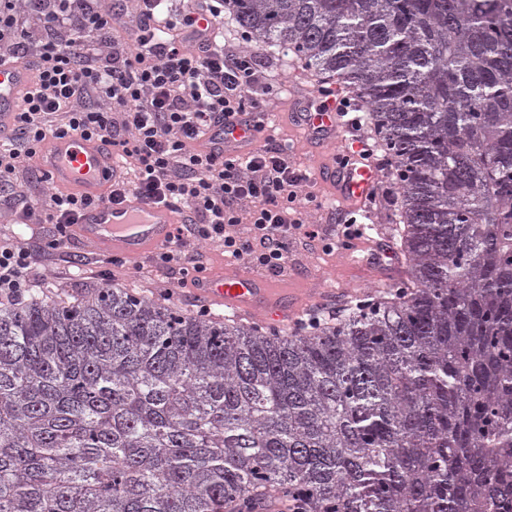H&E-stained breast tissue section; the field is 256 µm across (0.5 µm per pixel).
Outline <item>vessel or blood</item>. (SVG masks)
Here are the masks:
<instances>
[{"label":"vessel or blood","instance_id":"vessel-or-blood-1","mask_svg":"<svg viewBox=\"0 0 512 512\" xmlns=\"http://www.w3.org/2000/svg\"><path fill=\"white\" fill-rule=\"evenodd\" d=\"M28 83L29 74L22 65L0 60V138L7 137L5 120L21 108L20 91ZM255 124V113H233L212 121L205 141L220 154L249 151ZM300 124L317 146L337 151L341 156L347 154L346 140L335 112L305 113ZM40 164L54 184L62 187L75 184L91 194L101 191L106 176L118 172L110 146L84 139L77 133L52 140ZM316 179L334 188L340 199L361 204L371 199L378 173L374 166L358 159L348 165L332 161L317 170ZM176 222L171 207L129 194L85 210L80 218L79 237L82 243L115 248L126 257L136 258L166 244ZM194 295L223 306L235 319L280 333L310 310L291 289L281 287L279 280L241 269L218 279L201 281Z\"/></svg>","mask_w":512,"mask_h":512}]
</instances>
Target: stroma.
<instances>
[{
    "label": "stroma",
    "mask_w": 512,
    "mask_h": 512,
    "mask_svg": "<svg viewBox=\"0 0 512 512\" xmlns=\"http://www.w3.org/2000/svg\"><path fill=\"white\" fill-rule=\"evenodd\" d=\"M257 80L252 88L265 114L271 115L270 135L288 149V159L299 169L314 171L325 159L324 154L314 144L308 142L291 118L292 100H305L317 97L323 77L304 67L294 57L282 55L277 47L265 46L256 49ZM280 85L284 95H273L269 86ZM398 187L390 171L379 174L378 193L367 206V215L375 224L383 226L386 235L380 238V246L390 251H398L399 236L397 223ZM371 237L354 240L350 251L324 253L321 242H297L289 249V264L293 273L291 287L317 298L320 317L341 313L344 304L338 300L322 298L326 288H363L377 290L384 286L381 270L368 260L367 254L372 244ZM69 253L77 255L81 265L73 267L66 263L61 254L41 257L34 271V281L50 287L49 297L53 300H73L87 295L101 283L103 268L100 260L102 249L86 246L80 240H73ZM68 253V254H69ZM178 270H163L157 267L154 252L129 260L122 267L112 270V286L127 288L145 298L165 304L176 305L184 312L193 314L202 303L191 292L178 286Z\"/></svg>",
    "instance_id": "1"
}]
</instances>
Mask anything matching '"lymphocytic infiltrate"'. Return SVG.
<instances>
[{"label": "lymphocytic infiltrate", "instance_id": "f902f5d3", "mask_svg": "<svg viewBox=\"0 0 512 512\" xmlns=\"http://www.w3.org/2000/svg\"><path fill=\"white\" fill-rule=\"evenodd\" d=\"M17 18L13 0H0V57L31 74L23 107L11 116L12 135L0 145V198L20 223L41 216L49 230L35 244L0 243V303L19 302L33 288L39 253L62 250L81 213L97 198L56 189L48 200L29 197L14 181L23 159L42 155L52 138L76 132L110 144L136 180L111 183L102 198L126 194L174 207L178 220L160 266L186 263V238L220 244L233 261L272 273L288 263L289 241L316 240L306 206L323 208L304 193L311 175L293 168L284 146L264 137L251 153L216 154L203 138L216 114L253 112L257 76L253 53L226 52L213 23L214 0H194L175 23L155 20L158 0H137L136 38L112 35L120 5L102 0H24ZM251 226L250 237L236 227Z\"/></svg>", "mask_w": 512, "mask_h": 512}]
</instances>
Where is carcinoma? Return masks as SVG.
<instances>
[{"mask_svg": "<svg viewBox=\"0 0 512 512\" xmlns=\"http://www.w3.org/2000/svg\"><path fill=\"white\" fill-rule=\"evenodd\" d=\"M341 78L407 277L279 336L126 288L0 306V512H512V0H224Z\"/></svg>", "mask_w": 512, "mask_h": 512, "instance_id": "carcinoma-1", "label": "carcinoma"}]
</instances>
